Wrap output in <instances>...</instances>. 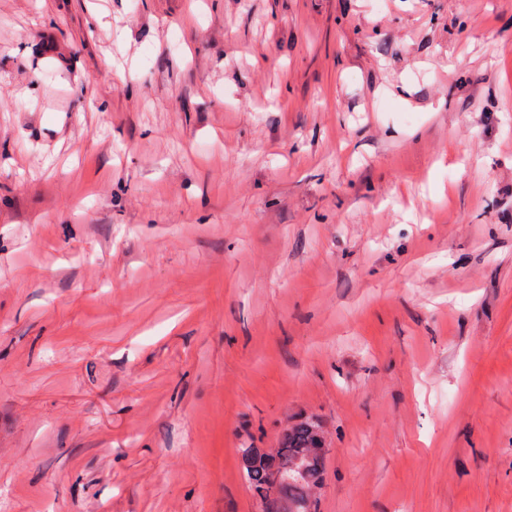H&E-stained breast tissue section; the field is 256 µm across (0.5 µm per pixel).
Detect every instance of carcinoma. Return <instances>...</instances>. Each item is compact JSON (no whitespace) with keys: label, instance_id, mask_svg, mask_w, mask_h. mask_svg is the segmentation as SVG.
Returning <instances> with one entry per match:
<instances>
[{"label":"carcinoma","instance_id":"carcinoma-1","mask_svg":"<svg viewBox=\"0 0 512 512\" xmlns=\"http://www.w3.org/2000/svg\"><path fill=\"white\" fill-rule=\"evenodd\" d=\"M328 451L322 427L308 418L287 427L275 448L239 449L245 482L261 512H317L314 491L324 481Z\"/></svg>","mask_w":512,"mask_h":512}]
</instances>
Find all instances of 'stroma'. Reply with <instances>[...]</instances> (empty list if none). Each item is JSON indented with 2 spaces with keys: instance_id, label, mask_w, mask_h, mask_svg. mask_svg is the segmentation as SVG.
Returning a JSON list of instances; mask_svg holds the SVG:
<instances>
[{
  "instance_id": "obj_1",
  "label": "stroma",
  "mask_w": 512,
  "mask_h": 512,
  "mask_svg": "<svg viewBox=\"0 0 512 512\" xmlns=\"http://www.w3.org/2000/svg\"><path fill=\"white\" fill-rule=\"evenodd\" d=\"M512 512V0H0V512ZM328 451L322 427L308 418L287 427L276 448L240 449L244 479L261 512H317L314 491L324 481Z\"/></svg>"
}]
</instances>
